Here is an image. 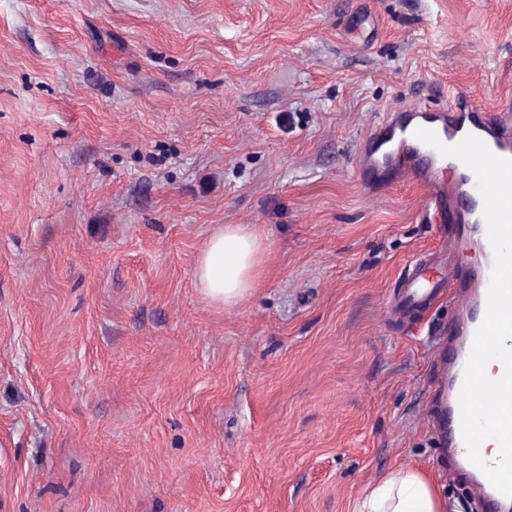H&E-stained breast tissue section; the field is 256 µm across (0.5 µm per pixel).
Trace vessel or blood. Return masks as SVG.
<instances>
[{
  "mask_svg": "<svg viewBox=\"0 0 512 512\" xmlns=\"http://www.w3.org/2000/svg\"><path fill=\"white\" fill-rule=\"evenodd\" d=\"M420 128L434 131L447 146L474 135L496 156L512 159V111L490 112L471 97L452 92L444 108L433 109L421 103L395 111L389 119L374 124L358 153L365 174L373 176L390 169L396 178L421 185L425 210L433 218H447L454 227L452 235L431 253L428 261L417 265L406 278L397 302L400 309L428 307L444 295L440 281L431 277V269L447 266L449 258L464 253L479 257L478 263L466 268L453 283L449 296L452 314L446 335L433 344L441 377L429 396L427 409L443 443L468 476L470 490L478 498L482 512H512V498L499 493L467 457L458 403L474 333L486 314L493 265L483 200L471 169L418 140L415 132ZM448 167L456 173L450 181L439 176Z\"/></svg>",
  "mask_w": 512,
  "mask_h": 512,
  "instance_id": "obj_1",
  "label": "vessel or blood"
}]
</instances>
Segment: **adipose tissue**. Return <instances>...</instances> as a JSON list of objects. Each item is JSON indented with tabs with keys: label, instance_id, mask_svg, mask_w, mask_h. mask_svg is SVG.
<instances>
[{
	"label": "adipose tissue",
	"instance_id": "obj_1",
	"mask_svg": "<svg viewBox=\"0 0 512 512\" xmlns=\"http://www.w3.org/2000/svg\"><path fill=\"white\" fill-rule=\"evenodd\" d=\"M262 253V236L253 227L228 224L217 229L196 263L198 288L213 304L237 306L260 275ZM354 512H445V505L424 470L396 468L364 490Z\"/></svg>",
	"mask_w": 512,
	"mask_h": 512
}]
</instances>
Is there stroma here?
<instances>
[{
	"mask_svg": "<svg viewBox=\"0 0 512 512\" xmlns=\"http://www.w3.org/2000/svg\"><path fill=\"white\" fill-rule=\"evenodd\" d=\"M512 104V0H0V512H353L412 465L444 231L359 143L450 90ZM264 234L235 308L196 261Z\"/></svg>",
	"mask_w": 512,
	"mask_h": 512,
	"instance_id": "1",
	"label": "stroma"
}]
</instances>
